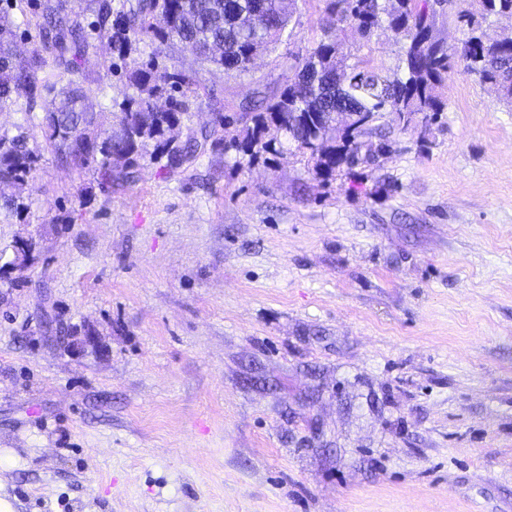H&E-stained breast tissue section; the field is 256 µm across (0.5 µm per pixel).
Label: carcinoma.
<instances>
[{
	"label": "carcinoma",
	"instance_id": "cac0c4a2",
	"mask_svg": "<svg viewBox=\"0 0 512 512\" xmlns=\"http://www.w3.org/2000/svg\"><path fill=\"white\" fill-rule=\"evenodd\" d=\"M262 2L264 24L248 33L237 23V0H135L125 11L113 0H87L89 31L71 17L66 0L10 3L0 10V102L20 104L27 125L14 134L0 133V182L24 184L45 151L76 169H93L101 184L110 186L118 174L125 181L134 178L141 159L177 171L173 147L186 164L210 140L252 160L276 143L305 152L320 133L313 168L329 178L375 164L397 144V134L417 122L428 131L440 125L447 111L443 88L460 64L489 94L512 105V43L480 39L481 22L512 14V0H471L470 8L457 12L468 35L453 47L441 34L447 16L433 9L436 0H326L323 38L305 56H293L300 80L240 105L236 115L226 114L232 107L213 94L210 128L181 144L171 141L172 126L197 106L202 78L198 70L176 67L157 75V59L180 44L202 67L222 68L224 57L231 56L235 72L247 71L251 41H280L297 9V0ZM15 8L29 12L39 33V42L23 58L11 50ZM342 23L356 26L368 40L380 29L394 32L401 43L397 68L370 57L351 60L344 44L330 36ZM103 40L122 60L141 42L153 45L151 59L128 73L139 94L118 104L110 117L83 106L87 78L81 64ZM50 95L57 105L39 113ZM387 112L395 115V125L386 128L379 120Z\"/></svg>",
	"mask_w": 512,
	"mask_h": 512
}]
</instances>
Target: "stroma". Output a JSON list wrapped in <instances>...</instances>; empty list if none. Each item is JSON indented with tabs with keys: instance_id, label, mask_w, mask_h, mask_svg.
I'll use <instances>...</instances> for the list:
<instances>
[{
	"instance_id": "1",
	"label": "stroma",
	"mask_w": 512,
	"mask_h": 512,
	"mask_svg": "<svg viewBox=\"0 0 512 512\" xmlns=\"http://www.w3.org/2000/svg\"><path fill=\"white\" fill-rule=\"evenodd\" d=\"M324 7L204 85L283 88ZM340 37L398 64L391 32ZM110 57L95 112L137 94ZM443 93L351 175L209 144L109 186L48 152L0 188V512H512V107Z\"/></svg>"
}]
</instances>
